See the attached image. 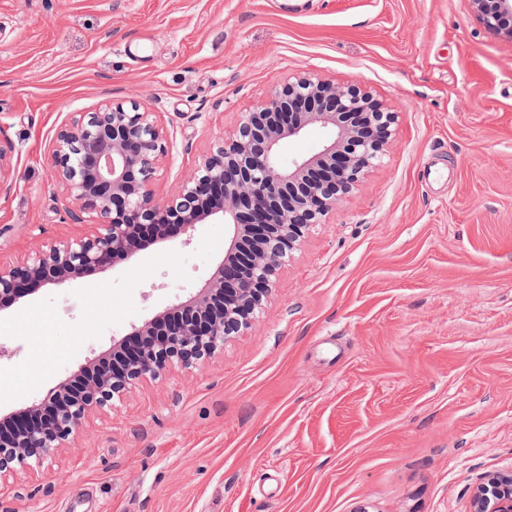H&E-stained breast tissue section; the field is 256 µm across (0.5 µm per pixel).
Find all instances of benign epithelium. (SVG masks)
I'll return each mask as SVG.
<instances>
[{"mask_svg": "<svg viewBox=\"0 0 512 512\" xmlns=\"http://www.w3.org/2000/svg\"><path fill=\"white\" fill-rule=\"evenodd\" d=\"M480 23L505 28L512 0H471ZM400 122L361 84H338L309 72L276 80L235 130L216 139L206 157L167 201L151 186L168 152V134L136 101L105 103L62 127L54 149L55 178L71 198L74 219L97 218L82 236L57 240L9 265L0 264V309L41 288L105 270L115 259L188 237L199 224L230 228L222 262L205 285L136 325L39 403L0 417V478L37 470L79 432L90 414L112 404L142 378L158 379L175 364L215 354L230 335L256 326L277 270L300 238L382 157ZM319 124L330 132L314 155L283 160L284 146ZM0 140V195L12 182ZM473 512H512V475L480 485Z\"/></svg>", "mask_w": 512, "mask_h": 512, "instance_id": "1", "label": "benign epithelium"}]
</instances>
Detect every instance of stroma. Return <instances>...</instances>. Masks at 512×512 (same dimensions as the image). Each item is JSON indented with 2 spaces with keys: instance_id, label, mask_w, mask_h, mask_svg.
Returning <instances> with one entry per match:
<instances>
[{
  "instance_id": "1",
  "label": "stroma",
  "mask_w": 512,
  "mask_h": 512,
  "mask_svg": "<svg viewBox=\"0 0 512 512\" xmlns=\"http://www.w3.org/2000/svg\"><path fill=\"white\" fill-rule=\"evenodd\" d=\"M361 83L400 123L275 277L258 327L134 384L0 512H471L512 471V37L470 0H0V261L81 235L57 129L139 97L158 197L283 76ZM438 169L433 181L423 166ZM224 224L0 311V414L192 296Z\"/></svg>"
}]
</instances>
